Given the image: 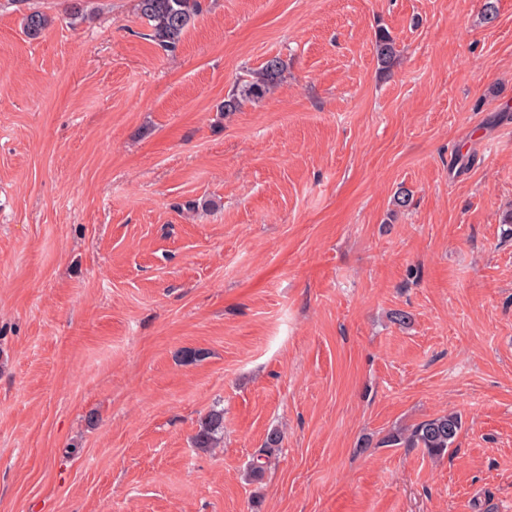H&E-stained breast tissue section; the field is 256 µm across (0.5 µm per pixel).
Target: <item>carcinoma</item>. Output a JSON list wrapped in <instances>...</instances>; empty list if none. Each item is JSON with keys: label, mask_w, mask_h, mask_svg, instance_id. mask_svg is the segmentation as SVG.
Segmentation results:
<instances>
[{"label": "carcinoma", "mask_w": 512, "mask_h": 512, "mask_svg": "<svg viewBox=\"0 0 512 512\" xmlns=\"http://www.w3.org/2000/svg\"><path fill=\"white\" fill-rule=\"evenodd\" d=\"M11 4L22 12L24 34L35 39L50 26V19L43 13L26 7L27 0H11ZM138 15L150 27V40L166 51L175 50L196 16L202 12L201 0H136ZM376 57L379 70L387 72L397 56L395 42L388 32L380 29L375 34ZM284 68L278 57L268 59L260 69L251 72L249 78L238 83L235 92L224 101L222 110L235 112L245 101L256 102L279 81ZM461 422L455 412H445L415 425L407 434L391 436L390 443L405 448H422L431 456H440L448 451L458 434ZM224 434V410L213 408L202 421L195 435L198 448H216ZM283 435L274 429L267 434L263 448L253 458L249 476H262L265 459L281 447Z\"/></svg>", "instance_id": "1"}]
</instances>
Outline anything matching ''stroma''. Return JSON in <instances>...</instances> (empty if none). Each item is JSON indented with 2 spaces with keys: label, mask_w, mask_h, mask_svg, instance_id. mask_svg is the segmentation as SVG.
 Here are the masks:
<instances>
[{
  "label": "stroma",
  "mask_w": 512,
  "mask_h": 512,
  "mask_svg": "<svg viewBox=\"0 0 512 512\" xmlns=\"http://www.w3.org/2000/svg\"><path fill=\"white\" fill-rule=\"evenodd\" d=\"M93 2L0 0V512H512V0ZM9 1L17 7L19 12H22L23 32L27 37L38 38L49 28L51 21L45 14L25 7L28 0ZM138 15L150 27V40L166 51H174L202 12L201 0H136ZM375 48L380 72H387L397 56L395 42L388 32L379 29L375 34ZM284 68L280 57L268 59L260 69L251 72L249 78L238 83L235 92L224 101L223 112H234L242 102H256L269 92L279 81ZM224 434V411L213 408L202 421L195 435L196 448H217ZM460 426L457 413L444 412L415 425L408 434L392 435L389 442L404 448H423L431 456H440L453 445ZM283 435L281 431L274 429L267 434L263 448H260L259 453L253 458L249 476L259 478L262 476L266 464V458H269L273 452L281 447ZM264 460V461H263Z\"/></svg>",
  "instance_id": "35a3bbf8"
}]
</instances>
